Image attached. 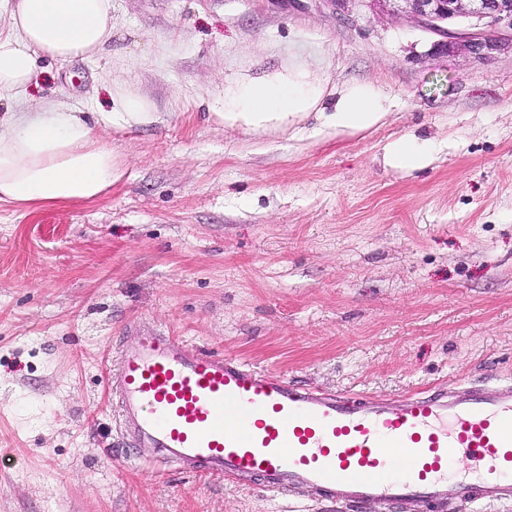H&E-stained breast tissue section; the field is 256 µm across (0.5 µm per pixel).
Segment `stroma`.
<instances>
[{"label": "stroma", "instance_id": "obj_1", "mask_svg": "<svg viewBox=\"0 0 512 512\" xmlns=\"http://www.w3.org/2000/svg\"><path fill=\"white\" fill-rule=\"evenodd\" d=\"M112 0L108 58L44 61L23 111L109 106L113 81L159 122L112 128L102 199L0 206V512H322L314 494L218 481L122 435L110 395L130 322L300 384L400 395L512 377V52L439 54L436 35L359 0ZM305 72L332 108L366 85L383 118L242 128L240 87ZM431 162L387 163L394 142ZM431 152L432 146L429 142L415 138L401 139L391 148V154L396 164L407 170L424 167Z\"/></svg>", "mask_w": 512, "mask_h": 512}]
</instances>
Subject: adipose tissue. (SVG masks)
Masks as SVG:
<instances>
[{
    "instance_id": "1",
    "label": "adipose tissue",
    "mask_w": 512,
    "mask_h": 512,
    "mask_svg": "<svg viewBox=\"0 0 512 512\" xmlns=\"http://www.w3.org/2000/svg\"><path fill=\"white\" fill-rule=\"evenodd\" d=\"M0 99L26 97L38 61L66 63L99 57L112 45V0H0ZM320 86L295 71L287 82L261 81L224 101V123L245 127L283 124L318 104ZM383 117L378 98L358 87L325 113L339 131H361ZM152 102L113 81L110 109L77 112L63 103L0 114V203L33 208L91 202L118 183L124 168L101 136L102 129L156 122Z\"/></svg>"
}]
</instances>
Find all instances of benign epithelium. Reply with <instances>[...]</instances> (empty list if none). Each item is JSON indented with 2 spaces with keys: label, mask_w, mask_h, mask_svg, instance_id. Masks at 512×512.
Segmentation results:
<instances>
[{
  "label": "benign epithelium",
  "mask_w": 512,
  "mask_h": 512,
  "mask_svg": "<svg viewBox=\"0 0 512 512\" xmlns=\"http://www.w3.org/2000/svg\"><path fill=\"white\" fill-rule=\"evenodd\" d=\"M376 12L403 17L438 36L435 52L485 57L493 51L512 50V0H361ZM470 22L473 31L454 25Z\"/></svg>",
  "instance_id": "1"
}]
</instances>
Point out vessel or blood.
Listing matches in <instances>:
<instances>
[{"instance_id":"obj_1","label":"vessel or blood","mask_w":512,"mask_h":512,"mask_svg":"<svg viewBox=\"0 0 512 512\" xmlns=\"http://www.w3.org/2000/svg\"><path fill=\"white\" fill-rule=\"evenodd\" d=\"M122 459L229 479L262 475L273 492L309 487L359 512L420 500L443 512L456 487L474 512L512 499V380L465 398L330 393L147 331L121 350L115 383Z\"/></svg>"}]
</instances>
